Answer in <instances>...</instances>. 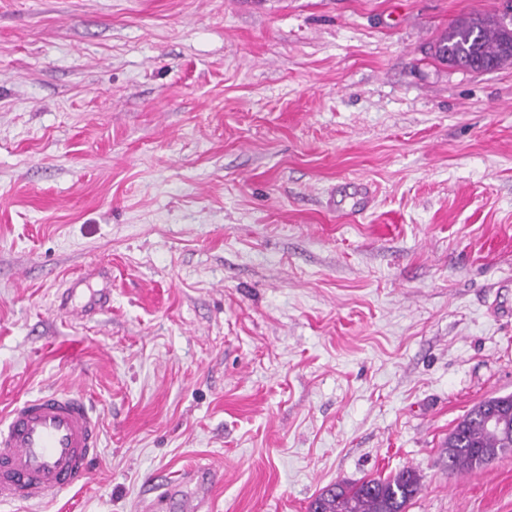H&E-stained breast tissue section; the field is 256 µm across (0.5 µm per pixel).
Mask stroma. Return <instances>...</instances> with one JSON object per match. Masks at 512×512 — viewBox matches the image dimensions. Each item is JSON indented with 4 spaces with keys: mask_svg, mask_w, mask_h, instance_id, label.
I'll return each instance as SVG.
<instances>
[{
    "mask_svg": "<svg viewBox=\"0 0 512 512\" xmlns=\"http://www.w3.org/2000/svg\"><path fill=\"white\" fill-rule=\"evenodd\" d=\"M502 3L0 0V422L76 390L103 434L0 512H179L199 466L203 512L404 469L406 512H512V452L441 463L512 395V65L427 52Z\"/></svg>",
    "mask_w": 512,
    "mask_h": 512,
    "instance_id": "stroma-1",
    "label": "stroma"
}]
</instances>
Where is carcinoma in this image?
<instances>
[{"mask_svg": "<svg viewBox=\"0 0 512 512\" xmlns=\"http://www.w3.org/2000/svg\"><path fill=\"white\" fill-rule=\"evenodd\" d=\"M436 59L455 68L491 72L512 61V0L500 15L465 17L453 24L430 49ZM496 412L501 425H487ZM512 450V396L488 398L471 409L448 436L443 463L451 471L483 467ZM419 478L402 470L354 487L336 485L311 501L308 512H405L418 494Z\"/></svg>", "mask_w": 512, "mask_h": 512, "instance_id": "carcinoma-1", "label": "carcinoma"}]
</instances>
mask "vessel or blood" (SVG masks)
Returning a JSON list of instances; mask_svg holds the SVG:
<instances>
[{"label":"vessel or blood","mask_w":512,"mask_h":512,"mask_svg":"<svg viewBox=\"0 0 512 512\" xmlns=\"http://www.w3.org/2000/svg\"><path fill=\"white\" fill-rule=\"evenodd\" d=\"M102 430L78 392L46 390L24 401L0 427V503L41 504L91 477Z\"/></svg>","instance_id":"1"}]
</instances>
